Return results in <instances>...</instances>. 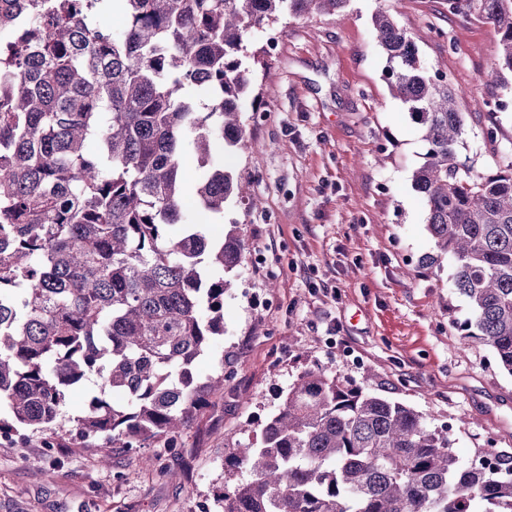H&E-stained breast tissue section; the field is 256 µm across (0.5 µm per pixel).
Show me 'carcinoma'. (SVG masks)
<instances>
[{"label": "carcinoma", "instance_id": "1", "mask_svg": "<svg viewBox=\"0 0 512 512\" xmlns=\"http://www.w3.org/2000/svg\"><path fill=\"white\" fill-rule=\"evenodd\" d=\"M114 0H0V433L71 425L84 440L135 451L177 447L191 418L224 392V365L200 380L198 356L224 335L227 273L244 258L237 230L210 238L188 222L182 144L212 171L198 208L224 212L250 184L213 160L250 140L251 33L348 0H121L124 28L99 16ZM493 26L487 82L512 85V0H448ZM385 79L425 143L413 173L436 252L456 263L461 331L512 375V162L459 159L458 92L421 59L418 36L377 8ZM181 226L176 235L171 228ZM96 386L64 413L67 388ZM488 468L448 432L351 379L309 369L260 434L224 457L247 477L224 512H512V452Z\"/></svg>", "mask_w": 512, "mask_h": 512}]
</instances>
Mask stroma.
<instances>
[{
  "label": "stroma",
  "mask_w": 512,
  "mask_h": 512,
  "mask_svg": "<svg viewBox=\"0 0 512 512\" xmlns=\"http://www.w3.org/2000/svg\"><path fill=\"white\" fill-rule=\"evenodd\" d=\"M381 5L423 32L420 56L459 90L460 156L480 169L512 161V111L495 107L512 93L483 79L498 36L451 14L448 0H348L336 13L291 16L254 33L249 49L261 62L241 103L252 147L214 152L250 181L254 200L193 216L216 237L237 229L246 244L224 297V336L195 362L202 378L223 365V394L190 420L179 448L147 446L171 479L123 448L101 465L97 446L64 429L0 434V512H220L219 495L234 481L227 444L241 427L259 430L317 367L359 382L374 371L376 393L446 428L461 457L512 450V375L457 330L469 309L450 293L454 260L419 265L434 251L412 185L425 149L384 79L372 25ZM491 125L493 145L484 137Z\"/></svg>",
  "instance_id": "1"
}]
</instances>
